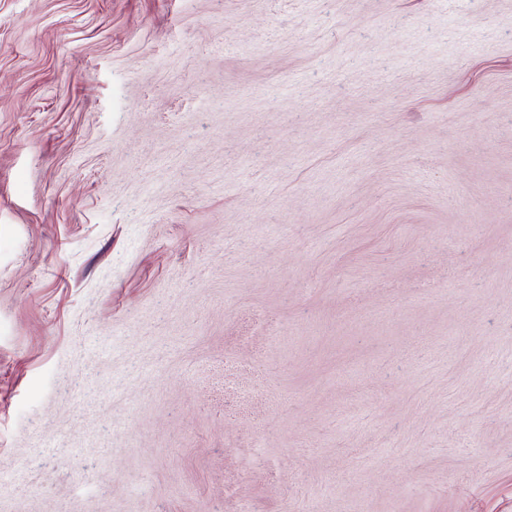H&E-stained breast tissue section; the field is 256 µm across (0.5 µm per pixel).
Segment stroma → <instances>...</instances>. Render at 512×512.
Segmentation results:
<instances>
[{
	"label": "stroma",
	"mask_w": 512,
	"mask_h": 512,
	"mask_svg": "<svg viewBox=\"0 0 512 512\" xmlns=\"http://www.w3.org/2000/svg\"><path fill=\"white\" fill-rule=\"evenodd\" d=\"M0 512H512V0H0Z\"/></svg>",
	"instance_id": "35a3bbf8"
}]
</instances>
